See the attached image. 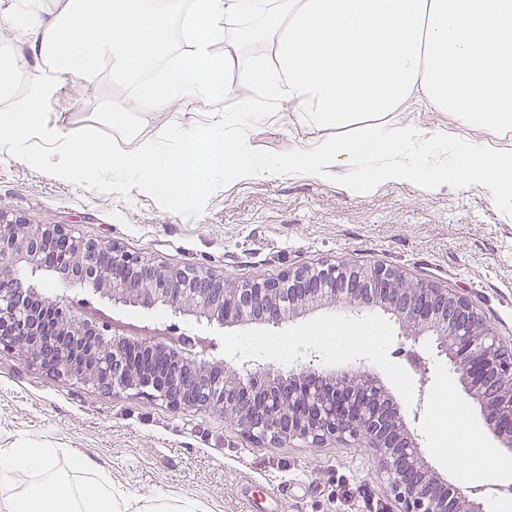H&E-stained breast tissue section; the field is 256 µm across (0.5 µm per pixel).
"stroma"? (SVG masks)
I'll return each instance as SVG.
<instances>
[{
    "instance_id": "obj_1",
    "label": "stroma",
    "mask_w": 512,
    "mask_h": 512,
    "mask_svg": "<svg viewBox=\"0 0 512 512\" xmlns=\"http://www.w3.org/2000/svg\"><path fill=\"white\" fill-rule=\"evenodd\" d=\"M25 9L22 0H0V57L29 56L28 25L7 21ZM259 95L258 89L239 87L205 100L189 96L171 111L156 112L137 104L133 85L113 82L105 62L90 81L50 77L40 110L44 121L75 137L128 150L170 126L187 135L209 132L215 118L230 116L244 99ZM116 109L128 110V126L108 121ZM395 118L429 131L458 129L449 113L411 99ZM336 134L296 119L294 108L271 106L247 128L244 141L250 153L268 158ZM41 152L45 160L35 164L0 147V211L30 224H62L75 235L117 243L171 266H204L239 282L324 260L393 266L467 296L503 344L512 346V207L495 203L480 186L461 190L448 183L428 193L412 183H391L356 194L348 187L349 167L335 164L321 177L219 179L203 192L164 199L113 187L106 177L58 179L49 147ZM42 290L65 297L76 316L113 317L160 328L167 336H208L219 343L218 357L248 354L285 372L299 364L303 335L336 324L374 325L381 337L369 349L349 340L316 341L324 370L370 372L404 412L426 460L450 483H457V475L430 445L435 396L452 389L470 424L486 427L479 404L466 395L448 359L438 355L433 338L404 336L397 320L378 308L324 306L279 326L220 328L160 304L115 309L79 285L47 282ZM282 337L290 341L287 351L268 349V342ZM413 351L424 360L422 373L409 367ZM32 445L64 449L57 467L69 473L71 483L80 478L69 472L70 455H87L109 469L119 490L147 499L175 493L195 499L202 512H393L395 507L373 452L363 443L260 446L221 413L174 410L144 397L107 393L54 377L20 352L0 350V448Z\"/></svg>"
}]
</instances>
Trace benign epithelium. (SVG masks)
Here are the masks:
<instances>
[{
	"label": "benign epithelium",
	"mask_w": 512,
	"mask_h": 512,
	"mask_svg": "<svg viewBox=\"0 0 512 512\" xmlns=\"http://www.w3.org/2000/svg\"><path fill=\"white\" fill-rule=\"evenodd\" d=\"M61 251L77 264L55 262ZM88 285L114 306L158 303L210 325L281 324L310 308L343 303L393 315L408 336L436 337L465 393L481 407L490 434L512 451V351L468 298L408 279L387 266L321 262L277 278L239 283L194 265L169 267L116 244L74 236L62 224L30 226L0 212V348L19 350L57 376L95 389L132 392L174 409L219 411L258 443L363 441L373 450L397 512H483L482 489L448 485L423 456L403 413L370 374L327 375L314 351L283 376L257 360L233 363L203 349L130 339L75 317L62 299L31 283L37 274Z\"/></svg>",
	"instance_id": "benign-epithelium-1"
}]
</instances>
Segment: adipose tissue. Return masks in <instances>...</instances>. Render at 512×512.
Instances as JSON below:
<instances>
[{
  "mask_svg": "<svg viewBox=\"0 0 512 512\" xmlns=\"http://www.w3.org/2000/svg\"><path fill=\"white\" fill-rule=\"evenodd\" d=\"M239 16L273 47L275 64L240 70L230 83L220 70L237 61L241 46L225 38L223 23ZM189 23L193 54L171 68V22L149 0H66L32 32L28 94L0 113V144L24 152L35 137L56 155L58 178L107 173L126 188L163 196L204 190L219 177L323 175L343 163L354 170L350 188L358 194L403 182L431 192L450 181L461 190L479 185L492 199L512 203L511 153L389 118L414 97L451 113L459 126L512 131V0H192ZM105 60L113 79L132 82L137 102L158 112L238 84L259 88L262 98L242 103L237 133L189 136L176 149L166 146V129L122 151L43 124L37 106L49 73L91 78ZM269 105L294 106L299 118L340 135L257 158L240 131ZM436 402L430 432L436 453L463 477L478 474L493 459L491 449L474 438L450 393ZM59 455L56 448H0V488L11 491L0 512H198L197 502L178 495L116 496L109 475L85 455L70 460L84 476L71 484L57 473ZM496 462L500 471L512 470V461Z\"/></svg>",
  "mask_w": 512,
  "mask_h": 512,
  "instance_id": "ef3b65f1",
  "label": "adipose tissue"
}]
</instances>
